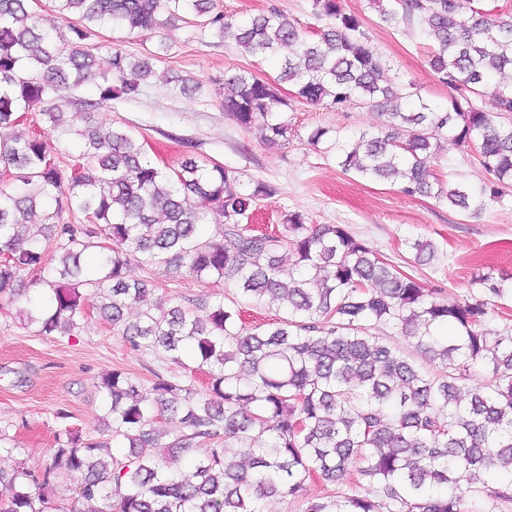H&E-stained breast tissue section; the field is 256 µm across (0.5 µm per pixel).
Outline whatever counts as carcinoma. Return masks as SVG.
I'll return each instance as SVG.
<instances>
[{
	"mask_svg": "<svg viewBox=\"0 0 512 512\" xmlns=\"http://www.w3.org/2000/svg\"><path fill=\"white\" fill-rule=\"evenodd\" d=\"M472 2L390 0L379 9L389 27L420 26L429 67L453 91L439 107L414 84L384 79L360 17L342 0H311L312 14L330 21L312 34L274 8L239 22L213 12L212 0H54L64 27L50 33L29 0H0V168L10 173L0 179V298L14 297L20 272H39L34 284L52 299L30 318L41 332L80 328L90 292L133 350L177 363L186 355L209 376L201 394L175 376L156 372L146 389L112 370L101 388L125 458L109 463L99 457L106 443L68 430L42 477L0 468V512H49L45 489L57 471L77 476L71 512H264V500L296 497L315 477L350 492L306 512H500L512 502V328L487 326L491 306L512 298V276L479 273L468 298L450 301L343 224L291 213L277 233L247 232L241 219L277 188H244L235 171L192 158L171 173L147 161L131 132L99 125L94 112L139 97L151 58L115 46L95 74L85 47L96 27L134 32L192 19L252 57L286 48L272 83L245 72L224 78V109L239 127L261 125L270 147L294 137L277 111L282 83L336 110L360 100L384 121L356 139L336 136L344 171L396 179L405 194L477 213L512 189V86L494 87L495 112L475 103L492 75L512 71V17ZM94 77L95 97L81 96ZM63 98L84 111H59ZM34 108L51 136L15 133L20 113ZM450 137L474 146L493 176L482 191L433 173ZM62 142L79 161L68 177L55 156ZM209 222L217 228L206 237L198 226ZM406 245L417 265L435 256L428 241ZM137 263L216 277L232 294L202 317L154 305L133 275ZM245 304L286 316L250 326ZM133 305L140 311L129 320ZM375 325L403 345L371 335ZM180 458L191 475L169 468Z\"/></svg>",
	"mask_w": 512,
	"mask_h": 512,
	"instance_id": "1",
	"label": "carcinoma"
}]
</instances>
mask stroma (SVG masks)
<instances>
[{"label": "stroma", "instance_id": "stroma-1", "mask_svg": "<svg viewBox=\"0 0 512 512\" xmlns=\"http://www.w3.org/2000/svg\"><path fill=\"white\" fill-rule=\"evenodd\" d=\"M216 10L247 19L274 7L308 31L322 22L311 13L310 0H214ZM346 11L361 15L371 46L387 62L388 79L415 83L427 102L444 106L450 90L430 69L418 24L392 29L380 25L373 0H343ZM167 43L168 52L155 63L157 73L138 99L113 101L99 111L105 125L131 131L143 146L144 157L161 168L178 166L183 156L219 164L236 171L244 186L262 181L276 186V196L259 202L248 222L267 232L280 231L288 213H302L310 224H343L356 237L382 253L389 263L441 290L449 299L471 289L479 268L488 266L512 274V194L487 203L476 215L463 213L423 196L402 193L398 181H375L342 170L335 151L307 142L311 131L323 127L346 137L376 131L382 122L377 110L354 103L335 111L297 98L291 85L280 87L286 113L296 135L289 144L271 148L260 128L243 130L224 111L220 84L225 75L246 71L274 79L279 57L259 60L244 54L189 23L139 34L113 27L97 29L86 43L99 68H107L113 47L141 56ZM182 76L202 84L203 93L172 92L165 79ZM433 169L441 178L467 183L480 190L490 180L473 148L448 143ZM430 241L434 259L412 266L403 239ZM149 284L151 301L179 304L199 312L201 304L227 295L223 281L197 280L156 266L135 268ZM32 273L19 276L15 301H0V446L10 454L0 466L21 465L40 474L49 469L56 451L55 435L70 429L95 441L103 433L106 401L98 390L103 375L115 369L136 374L150 384L154 373L180 377L205 391L207 377L193 362L173 363L162 353L132 350L111 323L104 320L95 297H86L88 314L82 328L67 336L39 333L28 311L45 309L42 290L32 286ZM345 486L308 481L301 496L265 500V512H304L309 501L340 496Z\"/></svg>", "mask_w": 512, "mask_h": 512}]
</instances>
